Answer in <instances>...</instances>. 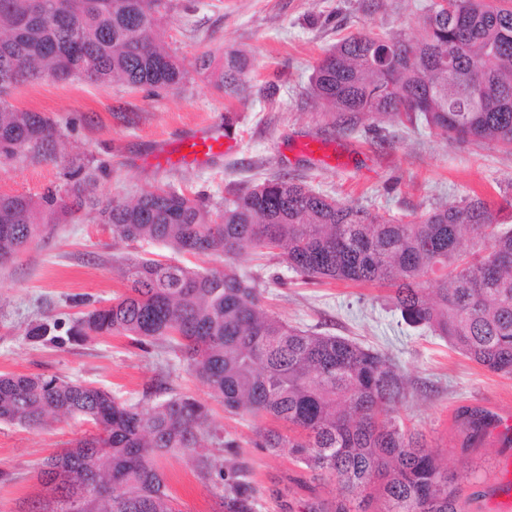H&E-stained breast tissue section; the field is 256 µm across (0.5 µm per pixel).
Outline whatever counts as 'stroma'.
<instances>
[{"label": "stroma", "instance_id": "1", "mask_svg": "<svg viewBox=\"0 0 512 512\" xmlns=\"http://www.w3.org/2000/svg\"><path fill=\"white\" fill-rule=\"evenodd\" d=\"M432 2L168 0L156 35L179 58L182 83L156 93L50 80L13 90L9 104L50 113L59 136L50 157L22 155L0 163V195H66L69 171L82 165L94 172L101 198L132 199L165 185L201 196L215 211L232 191L273 176L401 223L469 195L510 198L512 152L499 145L451 142L422 126L369 117L340 132L310 94L314 65L336 43L366 29L418 35L417 19ZM206 52L213 57L207 68L200 63ZM230 52L246 61L242 89L231 96L214 87ZM203 124L230 125L235 149L202 168L155 160L159 140L177 141ZM146 250L167 252L155 243L120 241L97 211L87 210L0 267V373L56 375L132 402L144 401L164 380L173 391L207 400L214 426L237 441L252 468L255 512H302L311 497H335V484L312 480L289 450L271 455L254 447L258 420L226 413L181 370L172 350L145 352L115 335L63 346L32 336L39 324H65L81 310L111 304L124 290L114 257ZM238 265L256 277L269 310L289 324L391 357L410 381L401 420L424 434L448 469L474 473L465 487L470 512H497L507 497L503 486L512 482V447L490 436L478 449H463L458 417L470 408L512 417V378L488 372L440 336L405 324L384 288L307 284L280 258L260 267L247 253ZM91 430L78 418L47 429L0 422V512H26L30 498L42 492L36 475L43 460ZM159 466L182 512H219L214 483L201 482L176 459H160Z\"/></svg>", "mask_w": 512, "mask_h": 512}]
</instances>
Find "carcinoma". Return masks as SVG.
Masks as SVG:
<instances>
[{"label":"carcinoma","mask_w":512,"mask_h":512,"mask_svg":"<svg viewBox=\"0 0 512 512\" xmlns=\"http://www.w3.org/2000/svg\"><path fill=\"white\" fill-rule=\"evenodd\" d=\"M166 0H0V159L47 156L52 117L1 101L38 79L120 83L166 90L183 80L176 54L155 30ZM420 37L359 31L314 68L312 96L351 130L389 116L472 145L512 150V0H438L418 18ZM244 65L224 64L222 88L241 90ZM67 199L48 193L0 195V266L87 209L128 242L154 241L165 259L122 263L125 291L81 313L66 335L43 323L38 337L64 345L118 335L165 345L184 372L235 414L269 418L254 445L287 448L316 479L336 483L332 499L304 512H468L470 474L448 471L397 413L408 382L384 353L342 336L294 327L271 314L255 281L236 262L281 257L306 282L377 284L409 325L424 326L489 372L512 377V225L502 205L478 196L398 224L285 178L224 199L214 213L183 192L156 187L132 200L94 194L79 166ZM212 257L197 271L174 256ZM80 417L94 431L47 457L39 471L50 498L40 512H181L157 460H187L201 480L218 477L221 512H254L249 462L223 465L203 453L235 440L213 426L207 402L189 392L152 405L43 374L0 375V421L42 428ZM502 421L474 409L462 421L463 447L477 448Z\"/></svg>","instance_id":"obj_1"}]
</instances>
